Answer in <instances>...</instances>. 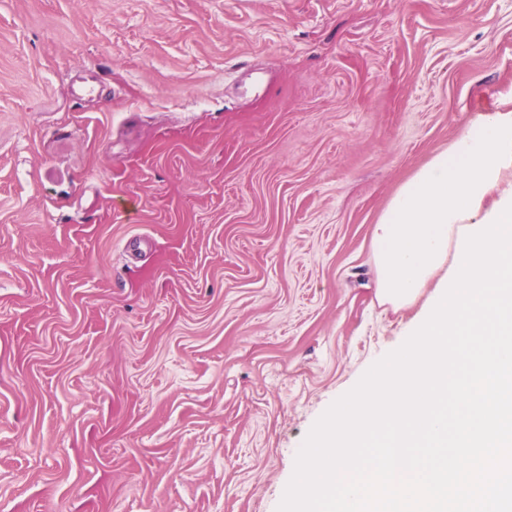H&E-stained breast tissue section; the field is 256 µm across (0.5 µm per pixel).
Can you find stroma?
Returning a JSON list of instances; mask_svg holds the SVG:
<instances>
[{
  "label": "stroma",
  "mask_w": 512,
  "mask_h": 512,
  "mask_svg": "<svg viewBox=\"0 0 512 512\" xmlns=\"http://www.w3.org/2000/svg\"><path fill=\"white\" fill-rule=\"evenodd\" d=\"M482 94L512 0H0V512H276Z\"/></svg>",
  "instance_id": "35a3bbf8"
}]
</instances>
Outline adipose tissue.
<instances>
[{
    "instance_id": "adipose-tissue-1",
    "label": "adipose tissue",
    "mask_w": 512,
    "mask_h": 512,
    "mask_svg": "<svg viewBox=\"0 0 512 512\" xmlns=\"http://www.w3.org/2000/svg\"><path fill=\"white\" fill-rule=\"evenodd\" d=\"M512 192V100L478 114L390 199L373 229L378 298L417 301L449 275L459 229L493 215Z\"/></svg>"
}]
</instances>
